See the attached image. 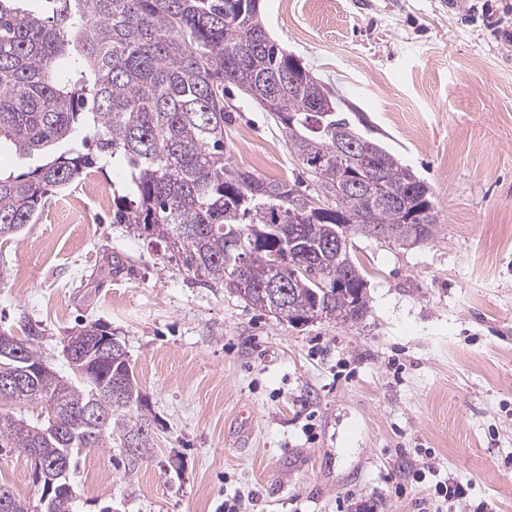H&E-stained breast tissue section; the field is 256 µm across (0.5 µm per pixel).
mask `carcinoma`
I'll list each match as a JSON object with an SVG mask.
<instances>
[{
    "instance_id": "carcinoma-1",
    "label": "carcinoma",
    "mask_w": 512,
    "mask_h": 512,
    "mask_svg": "<svg viewBox=\"0 0 512 512\" xmlns=\"http://www.w3.org/2000/svg\"><path fill=\"white\" fill-rule=\"evenodd\" d=\"M237 87L288 134L291 153L323 189L341 184L352 155L336 148L345 123L374 145L372 168L357 169L364 189H340L330 210L316 214L310 196L286 180H267L234 167L224 143V85ZM320 96L311 71L296 72L250 0H0V146L44 156L37 169L0 176V243L33 223L48 198L98 165L124 170L113 223L129 224L165 244L184 271L238 293L236 272L291 289L288 322L315 306L344 313L367 310L364 271L353 256L336 257L322 243L341 236L377 237L383 229L428 241L440 223L429 187L380 141L363 134L350 112H314ZM317 266L290 282L309 253ZM345 280L350 296L319 285ZM273 311L260 283L241 296ZM18 360L0 357V379L17 368L46 365L28 392L0 390V442L24 441L74 467L79 453L138 437L129 456H147L154 438L139 413L143 397L134 370L118 359L93 362L86 375H60L39 350L42 331L28 324ZM41 406L27 419L4 412ZM95 406L100 420L79 412ZM41 512H74L70 472L54 481Z\"/></svg>"
}]
</instances>
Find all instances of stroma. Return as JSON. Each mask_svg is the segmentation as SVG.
Segmentation results:
<instances>
[{"label": "stroma", "instance_id": "obj_1", "mask_svg": "<svg viewBox=\"0 0 512 512\" xmlns=\"http://www.w3.org/2000/svg\"><path fill=\"white\" fill-rule=\"evenodd\" d=\"M271 36L367 120L431 188L438 235L363 236L355 322L303 326L188 275L112 209L53 194L0 245V331L62 342L98 321L126 347L154 447L81 452L75 512H512V0H261ZM232 164L303 168L285 132L227 98ZM33 462L0 447V484L36 498ZM461 498L439 497L445 484Z\"/></svg>", "mask_w": 512, "mask_h": 512}]
</instances>
